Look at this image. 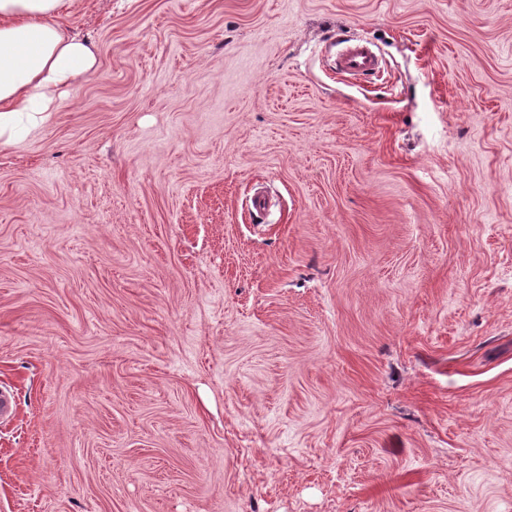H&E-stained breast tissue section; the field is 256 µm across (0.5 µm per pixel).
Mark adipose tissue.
I'll use <instances>...</instances> for the list:
<instances>
[{
  "instance_id": "ef3b65f1",
  "label": "adipose tissue",
  "mask_w": 512,
  "mask_h": 512,
  "mask_svg": "<svg viewBox=\"0 0 512 512\" xmlns=\"http://www.w3.org/2000/svg\"><path fill=\"white\" fill-rule=\"evenodd\" d=\"M69 4L0 0V146L34 137L66 90L97 68L92 45L61 27Z\"/></svg>"
}]
</instances>
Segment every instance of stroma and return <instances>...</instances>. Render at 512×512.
Wrapping results in <instances>:
<instances>
[{
	"label": "stroma",
	"mask_w": 512,
	"mask_h": 512,
	"mask_svg": "<svg viewBox=\"0 0 512 512\" xmlns=\"http://www.w3.org/2000/svg\"><path fill=\"white\" fill-rule=\"evenodd\" d=\"M60 23L98 67L0 148V512H512V0ZM336 68L352 74H376L379 60L371 50L363 45L348 46L336 58Z\"/></svg>",
	"instance_id": "obj_1"
}]
</instances>
